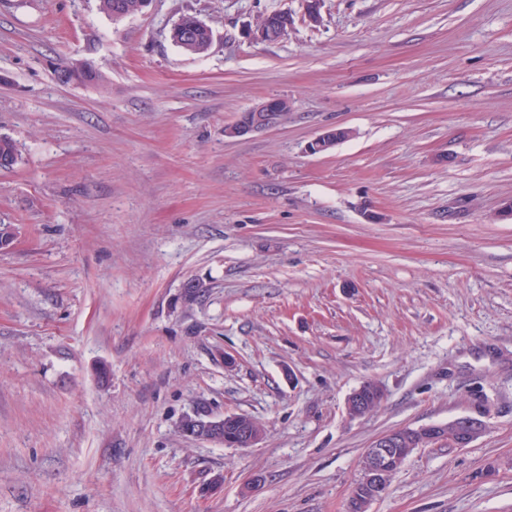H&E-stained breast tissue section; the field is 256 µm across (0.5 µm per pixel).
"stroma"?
I'll list each match as a JSON object with an SVG mask.
<instances>
[{"instance_id": "1", "label": "stroma", "mask_w": 512, "mask_h": 512, "mask_svg": "<svg viewBox=\"0 0 512 512\" xmlns=\"http://www.w3.org/2000/svg\"><path fill=\"white\" fill-rule=\"evenodd\" d=\"M304 12L0 0V512H347L380 435L462 416L484 433L367 512H512V0ZM187 13L205 54L170 39ZM272 96L279 125L225 136ZM201 402L263 440L182 434ZM291 25L292 18L286 12L270 15L267 18L264 16L262 22L257 23L254 36L262 41H276L288 32ZM55 74L60 83L67 84L74 80L94 81L97 78L96 72L90 64L84 67H77L66 63H60ZM350 136L348 129L336 128L329 129L319 134L309 145V150L313 154L327 152L335 143Z\"/></svg>"}]
</instances>
